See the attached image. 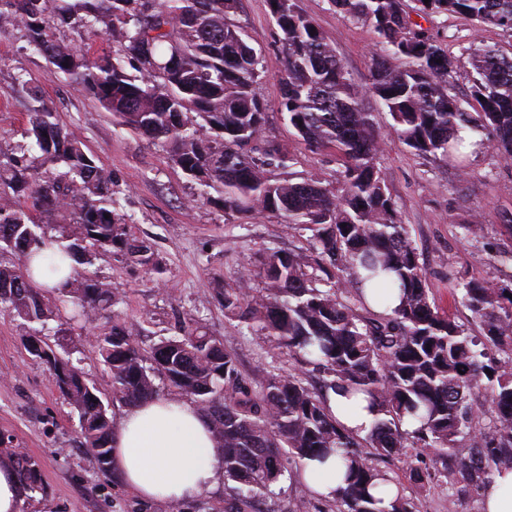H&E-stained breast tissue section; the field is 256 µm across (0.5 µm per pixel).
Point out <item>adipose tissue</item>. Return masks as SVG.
I'll list each match as a JSON object with an SVG mask.
<instances>
[{
    "label": "adipose tissue",
    "instance_id": "adipose-tissue-1",
    "mask_svg": "<svg viewBox=\"0 0 512 512\" xmlns=\"http://www.w3.org/2000/svg\"><path fill=\"white\" fill-rule=\"evenodd\" d=\"M336 417L352 432L368 433L378 418L363 398L330 397ZM112 466L127 487L149 501L176 502L213 490L222 474L207 419L187 400L158 398L129 408L112 432ZM303 482L333 497L345 472L336 458L304 460Z\"/></svg>",
    "mask_w": 512,
    "mask_h": 512
}]
</instances>
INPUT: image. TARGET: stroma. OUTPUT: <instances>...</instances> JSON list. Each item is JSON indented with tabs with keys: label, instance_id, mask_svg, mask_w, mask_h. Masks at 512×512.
I'll list each match as a JSON object with an SVG mask.
<instances>
[{
	"label": "stroma",
	"instance_id": "stroma-1",
	"mask_svg": "<svg viewBox=\"0 0 512 512\" xmlns=\"http://www.w3.org/2000/svg\"><path fill=\"white\" fill-rule=\"evenodd\" d=\"M295 2L315 20L350 78L364 83L379 41L372 27L337 13L329 0ZM230 21L248 33L261 58L260 92L269 105L267 135L287 149L293 173L334 180L342 169L336 154L310 151L279 111L283 53L268 0H238ZM421 26L455 56H468L481 43L512 56V34L476 27L461 16L429 17ZM19 73L24 83H17ZM31 85L111 170L131 233L151 242L164 266L158 277L121 254L109 253L92 267L119 297L120 316L139 345L148 350L178 334L185 315L192 313L207 332L222 339L253 383H261L274 366L295 371L293 358L260 347L237 320L225 316L216 287L241 271H258L266 250L303 247L306 238L289 230L283 218L236 214L201 198L198 185L172 162L166 147L118 125L93 96L51 71L18 30L0 28V142L21 141ZM365 105L388 135L379 164L427 270L430 292L440 308L471 324L470 312L454 302L448 279L460 271L493 284L512 280V162L488 148L470 154L462 170L443 159L414 155L389 136L390 118L382 107L372 99ZM465 224L477 225V233L464 235ZM29 333L24 321L0 312V434L13 436L16 448L37 462L42 486L39 492L24 493L20 512H224L229 497L221 484L175 504L147 503L117 473H102L85 453L77 418L53 387L45 365L25 349ZM49 341L69 355L102 398L110 397V373L92 330L65 324ZM431 459V451L415 448L410 458L377 457L373 464L414 497L416 512H481V486L460 477L452 482L439 478L415 495L410 463L418 460L427 466ZM245 512H335V506L292 472L281 478L273 494L252 499Z\"/></svg>",
	"mask_w": 512,
	"mask_h": 512
}]
</instances>
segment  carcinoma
<instances>
[{
  "label": "carcinoma",
  "mask_w": 512,
  "mask_h": 512,
  "mask_svg": "<svg viewBox=\"0 0 512 512\" xmlns=\"http://www.w3.org/2000/svg\"><path fill=\"white\" fill-rule=\"evenodd\" d=\"M425 14L462 15L478 26L512 33V0H417ZM238 0H0V27L12 25L53 68L93 95L130 132L164 144L171 160L224 209L288 219L310 232V248L269 249L260 261L265 292L253 294L251 274L224 285L221 303L246 330L273 350H285L322 375L319 387L302 372H270L254 390L223 341L189 315L183 334L141 348L121 322L110 283L87 273L102 253L120 252L133 264L163 274L152 243L133 236L120 211L112 172L90 151L39 90L28 89L23 141L0 147V311L30 326L63 398L77 413L82 444L102 471L110 468V403L48 342L51 324L74 306L73 318L107 319L96 342L112 380V400L128 408L158 397L156 378L190 397L209 420L224 482L235 512L306 458L334 455L345 466L336 512H413L396 494L377 507L373 490L392 478L372 466L373 455L409 456L465 445L459 471L479 481L512 469V282L453 277L452 296L479 323L472 335L430 294L408 225L387 191L378 159L384 137L362 106L375 98L390 130L418 156L456 162L465 132L502 160L512 161V57L488 45L468 57L450 55L438 41L411 29L405 0H330L336 11L370 25L379 38L367 82H352L336 50L294 0H269L284 51L280 112L311 148L342 161L337 182L296 177L292 158L265 139L268 103L259 92L260 58L246 32L227 22ZM60 29L79 39L65 40ZM103 34L112 52L92 51ZM393 58L409 64L396 67ZM130 65L137 75L127 73ZM471 68V112L450 94ZM484 100H479V97ZM56 268L69 275L42 288L27 273L49 244ZM396 288L399 304L370 309ZM502 354L486 364L487 351ZM485 387L490 424L473 404ZM364 394L377 408L373 428L349 431L329 406V393ZM418 422L412 430L406 418ZM29 492L41 489L36 463L13 437L0 436ZM419 495L436 473L410 468Z\"/></svg>",
  "instance_id": "cac0c4a2"
}]
</instances>
